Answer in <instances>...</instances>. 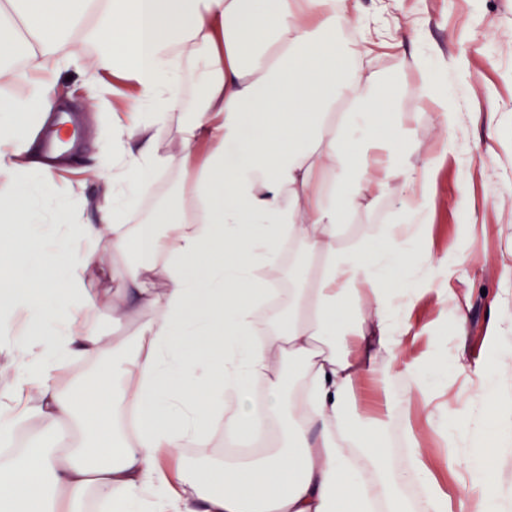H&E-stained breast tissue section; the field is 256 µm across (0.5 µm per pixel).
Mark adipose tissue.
<instances>
[{
    "instance_id": "obj_1",
    "label": "adipose tissue",
    "mask_w": 512,
    "mask_h": 512,
    "mask_svg": "<svg viewBox=\"0 0 512 512\" xmlns=\"http://www.w3.org/2000/svg\"><path fill=\"white\" fill-rule=\"evenodd\" d=\"M367 26L361 0H0V76H30L27 97L0 106V323L26 324L10 348L16 372L0 392V437L34 415L59 444L0 463L9 489L0 512H78L88 499L114 512H373L379 503L409 512L408 483L427 512H498L511 430L476 436L478 469L449 457L469 474L452 500L427 465V438L441 430L434 414L406 424L404 457L389 454L391 375L411 381L403 407L429 400V363L403 340L411 306L402 296L410 268L431 256L421 219L438 160L408 162L411 119L396 85L371 66L381 49L417 64L414 35L398 28L376 42ZM88 49V88L104 90L108 73L132 94L105 147L100 223L57 208L68 233L49 252L34 200L52 172L31 156L19 119L52 110L50 58L77 62ZM17 55L18 69L9 65ZM187 65L202 85L190 107ZM182 111L181 153L159 155L158 127ZM167 168L180 174L176 194L148 223H126L137 186ZM385 199L400 217L377 229L386 250L341 238L345 215ZM106 233L113 251L139 256L112 306L116 319L148 314L130 344L85 317L84 276L101 269L96 243ZM288 239L321 264L308 286L282 291L273 282ZM77 357L107 366L59 390ZM285 358L302 369L290 395ZM256 378L266 387L262 422L244 391ZM362 385L379 401L354 418L348 400ZM219 414L226 440L250 442L270 423L278 448L240 464L184 465Z\"/></svg>"
}]
</instances>
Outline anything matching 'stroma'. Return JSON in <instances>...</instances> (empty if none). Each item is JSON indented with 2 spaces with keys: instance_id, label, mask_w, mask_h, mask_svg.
<instances>
[{
  "instance_id": "obj_1",
  "label": "stroma",
  "mask_w": 512,
  "mask_h": 512,
  "mask_svg": "<svg viewBox=\"0 0 512 512\" xmlns=\"http://www.w3.org/2000/svg\"><path fill=\"white\" fill-rule=\"evenodd\" d=\"M363 5L384 24L393 23L398 13L409 14L420 30L415 44L420 65L404 66L394 55L382 53L375 66L397 72L401 102L414 115L421 153L432 151L445 137L434 121V105L420 102L416 95L423 72L435 76L458 114L457 150L442 162L437 204L423 220L432 252L447 256L456 270L449 286L452 295L468 302L465 331L456 330L453 305L438 302L429 290L438 271L416 266L409 277L416 288L412 323L428 329L415 349L440 354L429 382L442 403L470 391L469 415L476 420L494 400L472 389L470 370L492 356L486 340L489 322L512 317V278L501 275V255L512 237V0H401L397 10L389 0H363ZM84 71L81 65L58 68L64 106L84 114L85 125L75 160L58 172L39 209L46 214L62 205L81 223L94 224L103 191L95 176L102 163L99 143L112 128V104H88ZM177 180V173L164 170L144 185L137 207L127 216L129 223L149 221L172 196ZM394 221L391 207L382 202L374 210L349 215L340 235L379 248L383 241L375 236V227ZM100 248L106 269L89 273L85 281L88 297L96 301L103 295L120 297L138 261L130 251L111 252L109 242H101Z\"/></svg>"
}]
</instances>
